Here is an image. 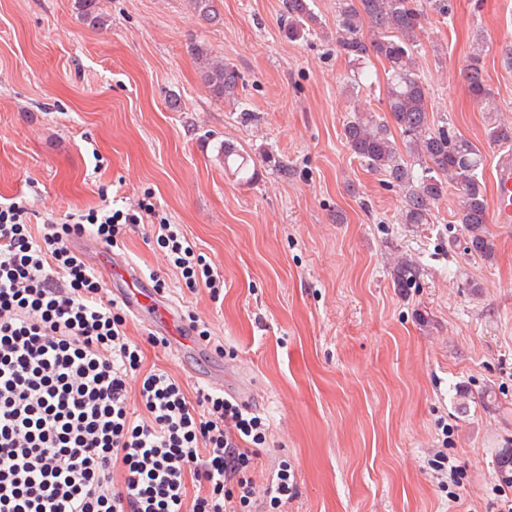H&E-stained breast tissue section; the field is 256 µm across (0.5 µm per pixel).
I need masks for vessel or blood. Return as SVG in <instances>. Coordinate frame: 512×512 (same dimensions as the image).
I'll use <instances>...</instances> for the list:
<instances>
[{"label":"vessel or blood","mask_w":512,"mask_h":512,"mask_svg":"<svg viewBox=\"0 0 512 512\" xmlns=\"http://www.w3.org/2000/svg\"><path fill=\"white\" fill-rule=\"evenodd\" d=\"M491 221L512 224V157H500L492 177ZM78 251L101 257L112 275L121 281L116 292L120 302L149 326L164 332L173 340V348L183 364L204 350L203 341L194 336L190 326L177 315L174 308L154 289L145 285L141 272L124 255L104 248L92 237L86 236L76 243Z\"/></svg>","instance_id":"vessel-or-blood-1"}]
</instances>
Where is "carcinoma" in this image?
<instances>
[{
    "label": "carcinoma",
    "instance_id": "cac0c4a2",
    "mask_svg": "<svg viewBox=\"0 0 512 512\" xmlns=\"http://www.w3.org/2000/svg\"><path fill=\"white\" fill-rule=\"evenodd\" d=\"M82 20L101 27L96 0H74ZM429 20L418 0H336V51L357 66L355 85H373L367 70L370 58L386 62L388 77L383 87L386 115H375L356 106L344 125L346 145L367 167L386 177L403 193L401 221L428 224L432 208L448 187L457 191L454 218L463 235V252L486 260L494 256V242L487 232L488 202L482 182L484 159L481 150L455 131L448 117L430 115L426 84L414 70V55L421 47L420 34ZM282 21L288 37L302 40L316 30L318 17L312 0H285ZM191 55L199 61L198 74L212 96L219 100L235 98L241 75L222 60L203 57L198 46ZM481 52L471 54L464 69L469 93L477 98L490 94ZM404 138L405 151L391 139L390 127ZM491 145L512 144V123L498 122L487 132ZM224 171L237 182L252 185L258 170L252 158L226 142L220 147ZM397 288H412L419 277V266L402 262L390 272ZM496 476L512 486V449L502 448L497 458Z\"/></svg>",
    "mask_w": 512,
    "mask_h": 512
}]
</instances>
